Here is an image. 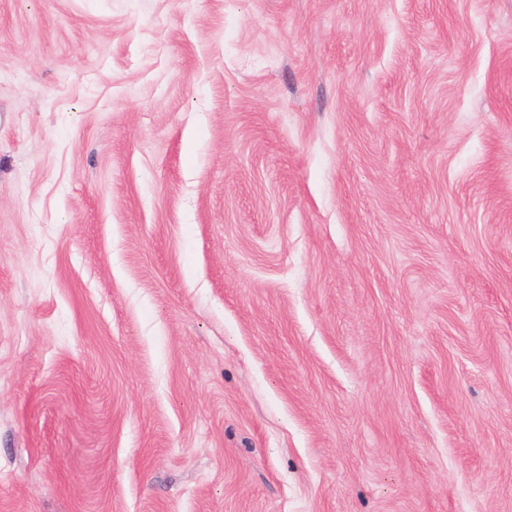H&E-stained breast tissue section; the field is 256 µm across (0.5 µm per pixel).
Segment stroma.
I'll return each instance as SVG.
<instances>
[{
	"instance_id": "1",
	"label": "stroma",
	"mask_w": 512,
	"mask_h": 512,
	"mask_svg": "<svg viewBox=\"0 0 512 512\" xmlns=\"http://www.w3.org/2000/svg\"><path fill=\"white\" fill-rule=\"evenodd\" d=\"M0 512H512V0H0Z\"/></svg>"
}]
</instances>
